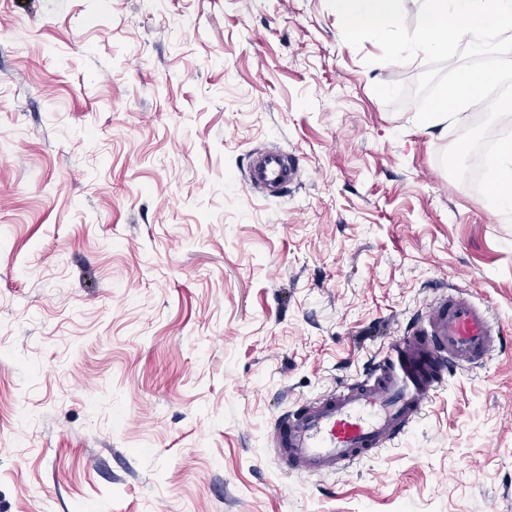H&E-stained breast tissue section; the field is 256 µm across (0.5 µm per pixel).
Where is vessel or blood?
I'll return each instance as SVG.
<instances>
[{"label": "vessel or blood", "mask_w": 512, "mask_h": 512, "mask_svg": "<svg viewBox=\"0 0 512 512\" xmlns=\"http://www.w3.org/2000/svg\"><path fill=\"white\" fill-rule=\"evenodd\" d=\"M299 181L293 153L277 147L250 151L242 179L248 192L278 198ZM503 341L489 308L451 289L373 362L362 380L281 416L272 433L274 461L289 475L328 477L397 445L448 375L483 363Z\"/></svg>", "instance_id": "b4317fda"}]
</instances>
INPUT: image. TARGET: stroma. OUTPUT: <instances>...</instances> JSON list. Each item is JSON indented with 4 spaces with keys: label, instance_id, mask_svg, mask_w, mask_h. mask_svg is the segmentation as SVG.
<instances>
[{
    "label": "stroma",
    "instance_id": "1",
    "mask_svg": "<svg viewBox=\"0 0 512 512\" xmlns=\"http://www.w3.org/2000/svg\"><path fill=\"white\" fill-rule=\"evenodd\" d=\"M379 53L327 0H0V512H512V352L335 476L270 452L448 288L512 343V219ZM300 181L299 159L277 147L255 148L249 160L242 183L245 189L261 198L282 197L289 187Z\"/></svg>",
    "mask_w": 512,
    "mask_h": 512
}]
</instances>
